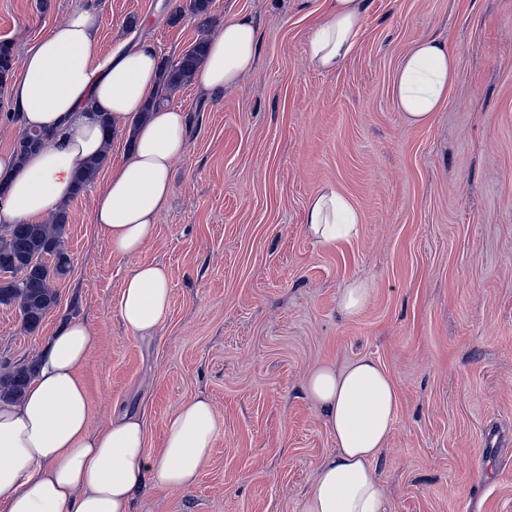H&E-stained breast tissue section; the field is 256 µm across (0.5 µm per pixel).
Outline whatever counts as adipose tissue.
Returning <instances> with one entry per match:
<instances>
[{"instance_id":"1","label":"adipose tissue","mask_w":512,"mask_h":512,"mask_svg":"<svg viewBox=\"0 0 512 512\" xmlns=\"http://www.w3.org/2000/svg\"><path fill=\"white\" fill-rule=\"evenodd\" d=\"M367 0H328L308 41L309 61L321 72L339 69L355 50ZM98 15L81 6L24 55L10 86L23 130L51 140L25 162L0 152V226L42 223L71 196L73 179L100 154L103 133L93 113L108 114L113 131L131 146L112 164L94 206V224L113 254L139 253L173 192L172 165L188 145L189 113L161 107L145 112L159 89L161 61L150 43L102 52ZM259 33L246 16L225 20L209 37L196 79L220 95L254 70ZM458 78L447 42L420 38L403 56L394 81L397 107L408 123L438 112ZM361 215L327 187L305 208V234L319 246L358 236ZM171 286L159 264L136 267L123 280L118 315L140 335L152 333L169 307ZM99 339L78 317L60 321L37 357L36 374L21 401L0 400V512H132L150 485L191 486L208 459L218 423L208 399L183 403L168 422L165 445L151 456L141 416L125 413L103 430L90 428L88 397L78 371ZM302 392L317 406L336 441L305 493L301 512H390L376 464L392 432L398 393L388 374L364 356L342 369L323 365Z\"/></svg>"}]
</instances>
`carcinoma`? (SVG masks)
<instances>
[{"instance_id": "obj_1", "label": "carcinoma", "mask_w": 512, "mask_h": 512, "mask_svg": "<svg viewBox=\"0 0 512 512\" xmlns=\"http://www.w3.org/2000/svg\"><path fill=\"white\" fill-rule=\"evenodd\" d=\"M206 39L196 40L174 61H167L161 81L167 90H176L191 83L204 57ZM14 69L13 47L0 41V89L4 88ZM106 132L104 153L88 160L82 166L73 196L80 195L97 177L107 162L112 145V122L107 114L99 116ZM48 135L39 131L22 133L15 146L18 161L43 147ZM68 223L67 208L61 207L52 215L49 224H12L0 228V305L19 308L25 331L39 329L47 312L58 303V292L53 288L56 279L65 276L71 258L63 247V236ZM35 373L34 364H17L0 374V400L21 399Z\"/></svg>"}]
</instances>
